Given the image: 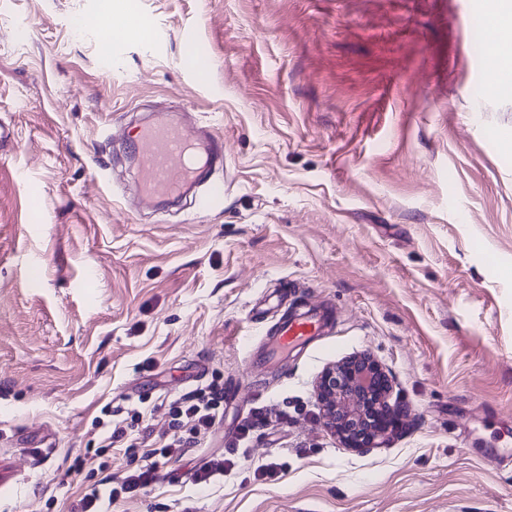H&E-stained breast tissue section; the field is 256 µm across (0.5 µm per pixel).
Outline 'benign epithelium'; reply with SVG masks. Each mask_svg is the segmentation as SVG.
<instances>
[{
	"mask_svg": "<svg viewBox=\"0 0 512 512\" xmlns=\"http://www.w3.org/2000/svg\"><path fill=\"white\" fill-rule=\"evenodd\" d=\"M392 380L370 355L325 367L314 383L323 426L343 448H378L402 426L408 408L391 403Z\"/></svg>",
	"mask_w": 512,
	"mask_h": 512,
	"instance_id": "7a95c632",
	"label": "benign epithelium"
}]
</instances>
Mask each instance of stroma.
<instances>
[{
	"label": "stroma",
	"instance_id": "stroma-1",
	"mask_svg": "<svg viewBox=\"0 0 512 512\" xmlns=\"http://www.w3.org/2000/svg\"><path fill=\"white\" fill-rule=\"evenodd\" d=\"M483 15L0 0V512H71L152 463L109 512H512V93H487L507 67L473 47ZM144 120L223 134L221 205L142 193L124 136ZM304 306L332 327L267 368ZM362 352L410 415L352 451L313 382ZM213 381L223 420L153 462L170 403ZM157 466L151 464L143 470H139L134 474H130L124 477L119 482H112V477L107 478L104 483L100 485L105 486L103 492L99 489H94L92 493L83 497L78 506L77 511L79 512H103L101 510L103 500L107 498L108 506L112 504V501H116L119 498H123V495L132 494L139 490H142L151 485L155 479Z\"/></svg>",
	"mask_w": 512,
	"mask_h": 512
}]
</instances>
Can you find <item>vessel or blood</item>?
Instances as JSON below:
<instances>
[{
    "label": "vessel or blood",
    "mask_w": 512,
    "mask_h": 512,
    "mask_svg": "<svg viewBox=\"0 0 512 512\" xmlns=\"http://www.w3.org/2000/svg\"><path fill=\"white\" fill-rule=\"evenodd\" d=\"M132 147L138 153L145 173L142 188L150 196H176L200 172L198 159L193 155L196 143L191 132L183 126L153 122L140 129ZM326 324L324 314L317 309L284 316L276 326L271 354L309 343L323 334Z\"/></svg>",
    "instance_id": "obj_1"
}]
</instances>
